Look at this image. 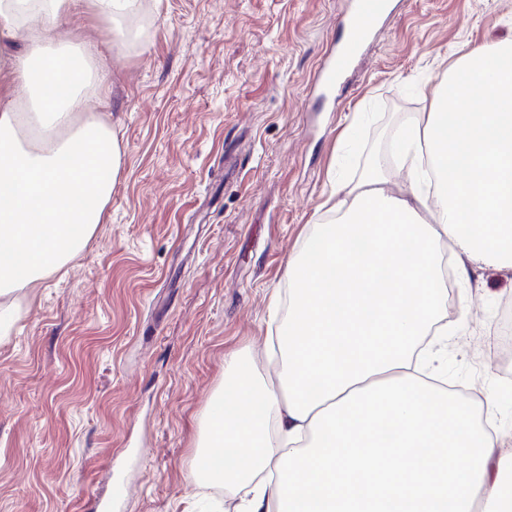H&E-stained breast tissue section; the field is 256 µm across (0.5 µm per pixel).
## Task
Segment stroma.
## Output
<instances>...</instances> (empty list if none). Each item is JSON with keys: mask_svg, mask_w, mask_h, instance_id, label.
Masks as SVG:
<instances>
[{"mask_svg": "<svg viewBox=\"0 0 512 512\" xmlns=\"http://www.w3.org/2000/svg\"><path fill=\"white\" fill-rule=\"evenodd\" d=\"M346 0H141L127 39L83 5L61 28L97 43L122 148L108 218L64 268L0 305V512H235L195 477L224 362L269 381L287 320L288 256L336 180L380 161L409 185L392 138L472 49L512 38V0H393L394 13L337 100L313 91ZM471 314L439 340L449 386L512 392L493 353L512 274H473Z\"/></svg>", "mask_w": 512, "mask_h": 512, "instance_id": "stroma-1", "label": "stroma"}]
</instances>
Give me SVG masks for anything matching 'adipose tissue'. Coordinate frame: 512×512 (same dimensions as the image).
I'll return each mask as SVG.
<instances>
[{
  "mask_svg": "<svg viewBox=\"0 0 512 512\" xmlns=\"http://www.w3.org/2000/svg\"><path fill=\"white\" fill-rule=\"evenodd\" d=\"M71 3L0 0V74L44 94L27 112L0 83V298L85 246L122 165L88 110L102 99L91 54L47 50ZM393 145L410 189L376 168L336 183L332 220L288 259L278 387L242 356L225 366L193 470L246 488L238 512H512L497 398L471 404L412 363L448 316L442 245L462 275L512 273V42L472 51Z\"/></svg>",
  "mask_w": 512,
  "mask_h": 512,
  "instance_id": "1",
  "label": "adipose tissue"
}]
</instances>
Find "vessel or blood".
<instances>
[{"label":"vessel or blood","instance_id":"obj_1","mask_svg":"<svg viewBox=\"0 0 512 512\" xmlns=\"http://www.w3.org/2000/svg\"><path fill=\"white\" fill-rule=\"evenodd\" d=\"M349 12L339 22L341 36L336 47L324 62L317 89L321 96H328L335 89L340 77L351 61L366 47L373 33L379 28L388 4L387 0H350Z\"/></svg>","mask_w":512,"mask_h":512}]
</instances>
